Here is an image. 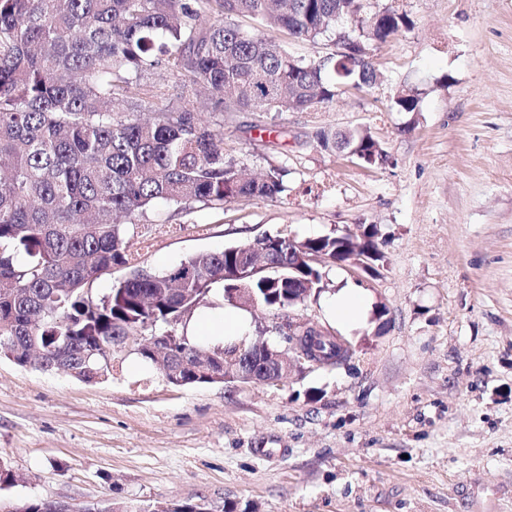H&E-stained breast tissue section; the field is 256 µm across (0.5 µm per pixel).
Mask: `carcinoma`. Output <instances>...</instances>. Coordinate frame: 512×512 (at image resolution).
<instances>
[{
	"mask_svg": "<svg viewBox=\"0 0 512 512\" xmlns=\"http://www.w3.org/2000/svg\"><path fill=\"white\" fill-rule=\"evenodd\" d=\"M408 26L399 8L372 10L364 0H0V357L23 366L36 348L35 368L87 381L90 370L112 371V348L128 336L157 331L185 386L204 383L199 351L221 375L235 366L243 348H205L177 325L224 291V269L251 243L151 273L127 253L119 219L132 223L158 203L222 205L286 191L278 167L242 174L224 148V120L211 115L323 112L342 89L380 80L373 51ZM329 33L342 54L308 60L288 49ZM162 66L184 77L176 98L146 95L148 121L114 112L142 73ZM419 103L413 89L394 97L401 112ZM318 143L362 152L373 136L323 130ZM346 242L325 235L303 246L333 257ZM114 266L125 274L110 292L88 295ZM288 275L239 287L283 315ZM318 346L335 367L350 358L332 342Z\"/></svg>",
	"mask_w": 512,
	"mask_h": 512,
	"instance_id": "cac0c4a2",
	"label": "carcinoma"
}]
</instances>
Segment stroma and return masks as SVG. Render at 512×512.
Returning <instances> with one entry per match:
<instances>
[{
  "label": "stroma",
  "mask_w": 512,
  "mask_h": 512,
  "mask_svg": "<svg viewBox=\"0 0 512 512\" xmlns=\"http://www.w3.org/2000/svg\"><path fill=\"white\" fill-rule=\"evenodd\" d=\"M370 2L412 22L374 51L381 82L324 112L224 118L226 148L250 173L282 167L287 194L163 204L124 232L138 265L160 272L268 233L378 225L377 273L324 272L328 292L357 284L386 320L345 333L346 364L274 385L173 386L140 356V335L94 382L2 358L0 461L15 480L0 506L512 512V0ZM403 87L420 92L416 114L393 106ZM360 126L387 164L317 143ZM264 444L285 456H258Z\"/></svg>",
  "instance_id": "1"
}]
</instances>
